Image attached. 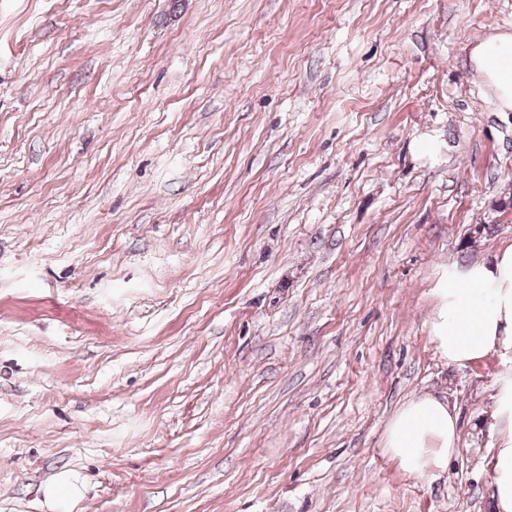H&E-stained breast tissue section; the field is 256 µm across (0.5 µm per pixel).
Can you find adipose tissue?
I'll use <instances>...</instances> for the list:
<instances>
[{"label": "adipose tissue", "mask_w": 512, "mask_h": 512, "mask_svg": "<svg viewBox=\"0 0 512 512\" xmlns=\"http://www.w3.org/2000/svg\"><path fill=\"white\" fill-rule=\"evenodd\" d=\"M472 56L499 110L512 109V36L484 41ZM434 294L430 332L441 358L467 367L493 353L512 354V245L489 262L449 265ZM493 389L492 499L495 512H512V369L497 376ZM385 446L410 471L442 466L459 446L458 416L447 400L416 396L390 420Z\"/></svg>", "instance_id": "1"}]
</instances>
